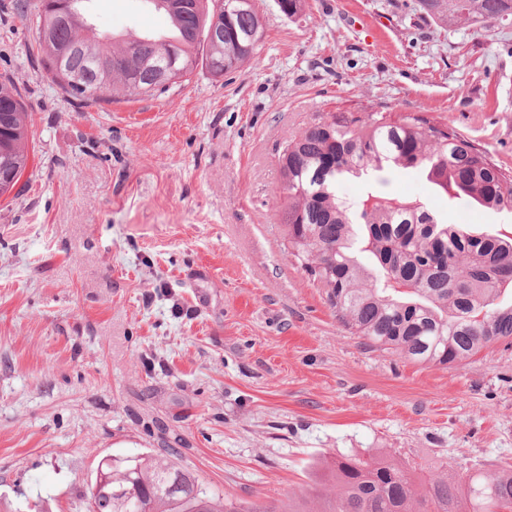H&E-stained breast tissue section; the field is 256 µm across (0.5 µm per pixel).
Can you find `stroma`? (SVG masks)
Returning a JSON list of instances; mask_svg holds the SVG:
<instances>
[{"label": "stroma", "instance_id": "stroma-1", "mask_svg": "<svg viewBox=\"0 0 512 512\" xmlns=\"http://www.w3.org/2000/svg\"><path fill=\"white\" fill-rule=\"evenodd\" d=\"M417 0H255L241 72L81 101L35 28L0 13V82L29 112V165L0 196V512H88L100 459L167 448L211 493L335 495L341 453L379 449L422 492L512 468V345L415 364L346 330L284 247L277 148L332 112H422L512 168V25L448 28ZM122 39L146 0H90ZM378 192L495 234L512 215L397 171Z\"/></svg>", "mask_w": 512, "mask_h": 512}]
</instances>
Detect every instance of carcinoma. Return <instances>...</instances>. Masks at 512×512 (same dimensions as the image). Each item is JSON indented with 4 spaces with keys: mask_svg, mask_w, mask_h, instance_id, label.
I'll return each instance as SVG.
<instances>
[{
    "mask_svg": "<svg viewBox=\"0 0 512 512\" xmlns=\"http://www.w3.org/2000/svg\"><path fill=\"white\" fill-rule=\"evenodd\" d=\"M53 0H16L20 17L41 25L54 14ZM71 14L53 27L60 45L78 43L58 68L39 47L53 83L79 100H106L97 88L91 58L110 63V93L156 96L185 81L201 65L222 78L241 71L255 55L263 22L253 5L225 10L226 0H188L172 11L168 0H149L165 13L177 35L172 41L144 37L115 41L94 32L81 0H60ZM419 10L448 27L465 21L490 32L512 23V0H417ZM221 27V45L210 37ZM175 48L184 70L163 86L141 62ZM79 75L83 82L71 83ZM28 112L10 83L0 82V196L11 192L28 164ZM287 248L322 288L345 327L368 345L413 362L448 366L499 341L512 344V304L498 299L512 290V231L474 234L449 224L425 206L371 189L351 200L336 193L342 179L369 171L385 181L393 169L413 170L452 204L462 198L512 212V170L486 155L447 125L416 113L394 119L381 113L332 114L285 141L278 152ZM111 474L90 490V512H512V469H477L457 480L433 478L425 493L411 492L408 468L369 450L340 454L327 477L336 495L313 508L302 494L288 501L244 504L208 492L173 452L109 458Z\"/></svg>",
    "mask_w": 512,
    "mask_h": 512,
    "instance_id": "carcinoma-1",
    "label": "carcinoma"
}]
</instances>
